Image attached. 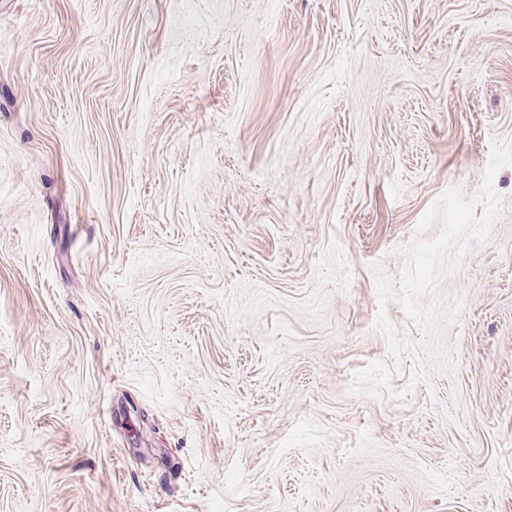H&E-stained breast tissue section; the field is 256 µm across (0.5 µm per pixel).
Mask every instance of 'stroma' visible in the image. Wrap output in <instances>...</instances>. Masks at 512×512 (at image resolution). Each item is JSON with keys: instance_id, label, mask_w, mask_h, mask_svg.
<instances>
[{"instance_id": "stroma-1", "label": "stroma", "mask_w": 512, "mask_h": 512, "mask_svg": "<svg viewBox=\"0 0 512 512\" xmlns=\"http://www.w3.org/2000/svg\"><path fill=\"white\" fill-rule=\"evenodd\" d=\"M512 0H0V512H512Z\"/></svg>"}]
</instances>
